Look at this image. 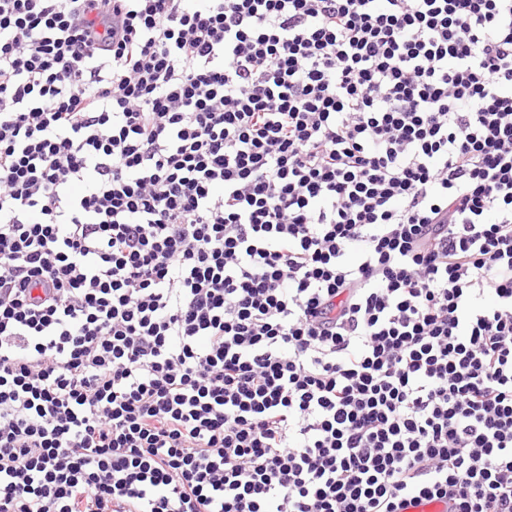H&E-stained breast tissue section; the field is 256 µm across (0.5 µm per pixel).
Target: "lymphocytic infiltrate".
Returning a JSON list of instances; mask_svg holds the SVG:
<instances>
[{
    "mask_svg": "<svg viewBox=\"0 0 512 512\" xmlns=\"http://www.w3.org/2000/svg\"><path fill=\"white\" fill-rule=\"evenodd\" d=\"M512 512V0H0V512Z\"/></svg>",
    "mask_w": 512,
    "mask_h": 512,
    "instance_id": "obj_1",
    "label": "lymphocytic infiltrate"
}]
</instances>
